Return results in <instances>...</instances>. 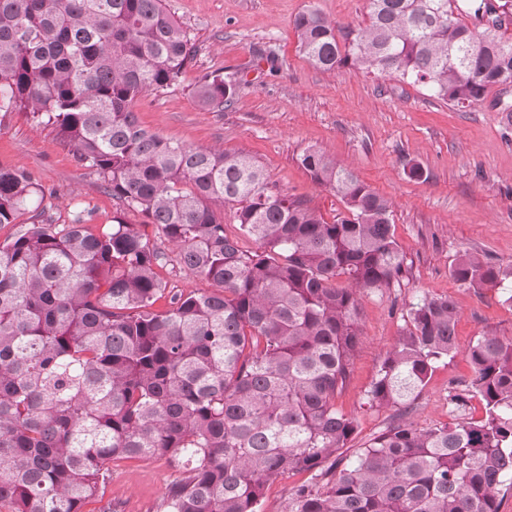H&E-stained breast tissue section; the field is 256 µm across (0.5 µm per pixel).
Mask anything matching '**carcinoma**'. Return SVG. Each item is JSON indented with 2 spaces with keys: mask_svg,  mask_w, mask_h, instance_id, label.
Masks as SVG:
<instances>
[{
  "mask_svg": "<svg viewBox=\"0 0 512 512\" xmlns=\"http://www.w3.org/2000/svg\"><path fill=\"white\" fill-rule=\"evenodd\" d=\"M511 24L512 0H369L358 29L312 6L293 21L317 68L400 78L461 107L512 84ZM194 56L163 0H0V110L53 127L210 285L167 291L157 269L171 259L122 216L97 233L78 210L0 242V512H112V460L154 457L179 471L159 512H260L270 480L303 471L323 487L300 486L288 512H499L512 476V339L494 334L466 350L482 418L403 420L336 470L356 431L336 397L363 342L361 297L403 272L393 202L309 148L301 164L345 204L328 222L247 153L142 128L138 102L180 84ZM195 95L222 111L234 88L215 75ZM40 194L28 171L0 167V226ZM450 275L482 291L512 280V263L465 251ZM408 318L373 406L416 399L459 353L451 298L425 297Z\"/></svg>",
  "mask_w": 512,
  "mask_h": 512,
  "instance_id": "cac0c4a2",
  "label": "carcinoma"
}]
</instances>
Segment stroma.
Instances as JSON below:
<instances>
[{
    "label": "stroma",
    "mask_w": 512,
    "mask_h": 512,
    "mask_svg": "<svg viewBox=\"0 0 512 512\" xmlns=\"http://www.w3.org/2000/svg\"><path fill=\"white\" fill-rule=\"evenodd\" d=\"M164 4L187 30L196 55L182 83L138 103L143 128L190 146L246 151L282 193L303 198L328 221L342 216L345 205L301 165L299 157L309 148L349 164L364 184L394 202L404 271L390 288L361 301L364 342L336 399L337 408L354 417L357 431L338 459H352L404 416L396 408L370 406L367 392L404 330L411 304L426 297L455 302L461 351L436 369L405 417L421 429L453 419L448 395L465 389L472 377L465 348L486 333L512 338V305L503 291L461 288L449 274L465 250L512 263V124L486 101L460 108L396 78L315 67L298 48L295 16L310 5L355 29L367 20L368 0ZM269 51L274 61H267ZM215 74L236 89L233 106L221 112L201 106L194 95L196 83ZM0 165L32 174L53 223L67 222L79 205L91 212L97 231L110 228L116 215L144 224L97 175L77 165L71 147L51 127L34 125L24 113L0 111ZM413 166L422 176H409ZM176 476L163 458L118 459L105 499L113 512H157Z\"/></svg>",
    "instance_id": "35a3bbf8"
}]
</instances>
